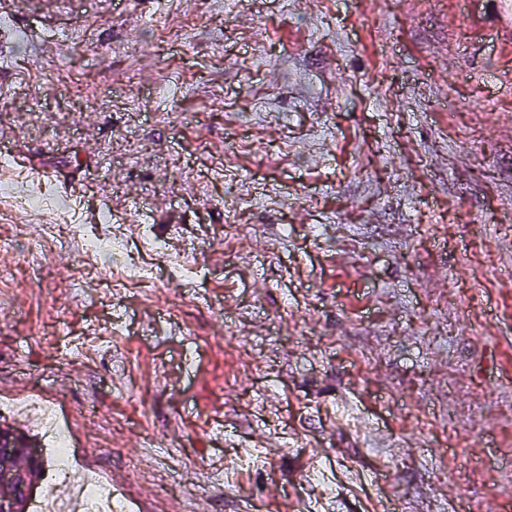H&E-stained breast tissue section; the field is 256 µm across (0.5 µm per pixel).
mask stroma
<instances>
[{
  "mask_svg": "<svg viewBox=\"0 0 512 512\" xmlns=\"http://www.w3.org/2000/svg\"><path fill=\"white\" fill-rule=\"evenodd\" d=\"M468 12L28 0L0 132L149 277L0 215V393L98 406L84 463L178 512H503L512 45Z\"/></svg>",
  "mask_w": 512,
  "mask_h": 512,
  "instance_id": "35a3bbf8",
  "label": "stroma"
}]
</instances>
